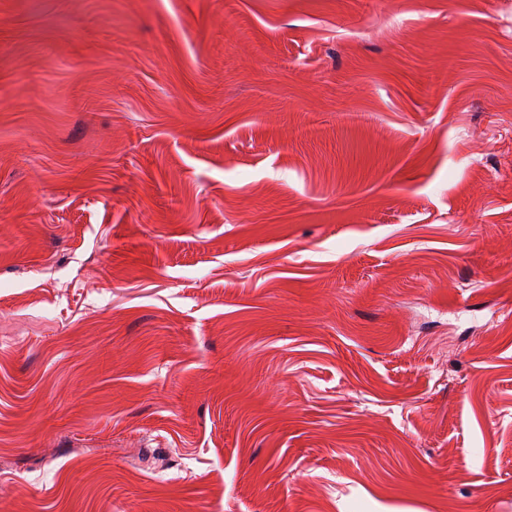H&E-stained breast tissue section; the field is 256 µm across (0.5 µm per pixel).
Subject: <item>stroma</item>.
Returning a JSON list of instances; mask_svg holds the SVG:
<instances>
[{
  "instance_id": "35a3bbf8",
  "label": "stroma",
  "mask_w": 512,
  "mask_h": 512,
  "mask_svg": "<svg viewBox=\"0 0 512 512\" xmlns=\"http://www.w3.org/2000/svg\"><path fill=\"white\" fill-rule=\"evenodd\" d=\"M0 512H512V0H0Z\"/></svg>"
}]
</instances>
